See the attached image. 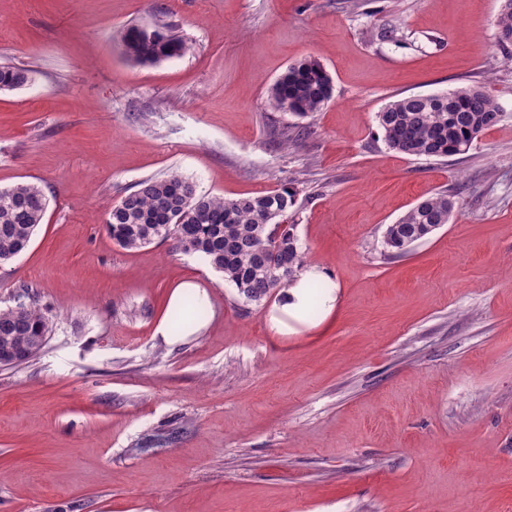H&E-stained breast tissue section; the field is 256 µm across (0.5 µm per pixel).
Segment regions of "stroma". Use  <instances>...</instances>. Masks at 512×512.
Here are the masks:
<instances>
[{
    "label": "stroma",
    "instance_id": "35a3bbf8",
    "mask_svg": "<svg viewBox=\"0 0 512 512\" xmlns=\"http://www.w3.org/2000/svg\"><path fill=\"white\" fill-rule=\"evenodd\" d=\"M499 0H0V189L48 200L0 265L52 319L0 366V512H512V62ZM187 50L127 59L132 26ZM317 59L332 100L301 120L267 91ZM479 85L503 112L468 151L389 149L377 115ZM226 198L288 187L331 312L280 333L283 291L246 301L171 242L127 250L105 224L148 178ZM450 222L403 254L389 224L424 196ZM207 291L171 342L176 285Z\"/></svg>",
    "mask_w": 512,
    "mask_h": 512
}]
</instances>
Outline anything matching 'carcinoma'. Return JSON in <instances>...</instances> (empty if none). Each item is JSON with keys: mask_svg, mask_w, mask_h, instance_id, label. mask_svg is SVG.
I'll return each instance as SVG.
<instances>
[{"mask_svg": "<svg viewBox=\"0 0 512 512\" xmlns=\"http://www.w3.org/2000/svg\"><path fill=\"white\" fill-rule=\"evenodd\" d=\"M496 27L500 45L511 46L512 0H501ZM122 50L135 62L154 64L184 54L186 43L169 26L158 27L151 36L131 27L123 34ZM28 79L26 69L0 66V90L16 89ZM332 97L330 74L312 59L289 65L268 93L271 108L299 117L321 111ZM501 117L497 102L479 86L398 98L378 113L390 149L426 158L448 156V147L475 140ZM452 201L443 192L424 197L388 225L385 246L406 252L448 223ZM294 204L295 193L287 187L225 199L201 195L194 182L171 174L140 182L112 208L106 230L123 249L170 240L180 252L198 253L245 299L259 303L294 281L304 266L295 225L287 223ZM46 210L47 198L35 183L0 189V264L29 246ZM51 329V318L32 304L0 309V351L7 348L15 352L16 362H24L43 348Z\"/></svg>", "mask_w": 512, "mask_h": 512, "instance_id": "cac0c4a2", "label": "carcinoma"}]
</instances>
